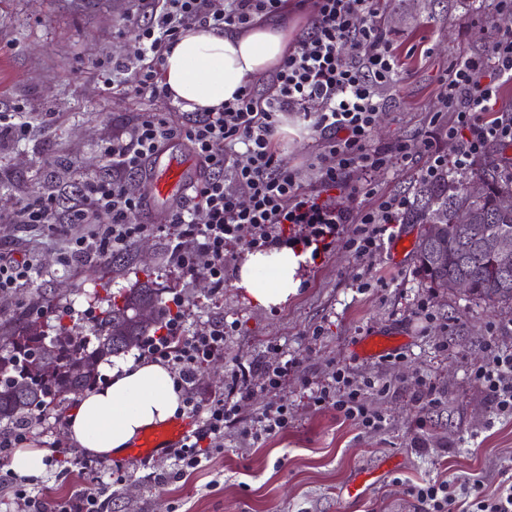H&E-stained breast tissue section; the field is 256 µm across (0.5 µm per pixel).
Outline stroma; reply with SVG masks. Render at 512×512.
<instances>
[{
	"instance_id": "stroma-1",
	"label": "stroma",
	"mask_w": 512,
	"mask_h": 512,
	"mask_svg": "<svg viewBox=\"0 0 512 512\" xmlns=\"http://www.w3.org/2000/svg\"><path fill=\"white\" fill-rule=\"evenodd\" d=\"M131 7V0H0V111L20 105L31 114L26 140L0 138V184L9 187L0 194V252L32 253L43 271L33 287L0 298V313L22 310L35 291H52L59 305L39 318L40 331L51 338L64 325L89 336L93 322L67 315V307L99 311L110 294L152 281L164 297L184 296L192 322L237 325L220 361L198 373L203 397L224 392L231 369L244 365L256 391L242 404L241 422L270 402L287 406L292 419L286 432L255 445L242 438L239 425L225 428L223 452L164 484L141 462L117 456L126 480L109 489L104 512H418L408 489L429 479L476 475L487 490H496L502 469L512 465V418L497 415L469 372L485 359L492 327L512 319V308L430 287L415 251L396 255L388 249L361 260L336 240L320 258L302 264L299 292L267 310L234 284L245 244L228 249L224 288L215 293L204 275L186 277L169 264L161 236L143 238L116 271L108 263L62 264L58 238L13 223L17 202L33 191L61 189L65 207L84 181L109 175L101 148L132 121L154 112L181 118V108L169 100L139 99L103 83L112 58L136 50L122 28ZM378 8L401 75L384 92L374 139L415 143L430 114L442 107L440 84L450 67L512 30V15L476 10L473 0H380ZM284 125L277 136L282 161L309 165L314 139L307 121L292 112ZM424 165L415 155L407 167L374 174V195L339 190L336 200L355 214L383 196H413ZM365 269L373 286L362 291L355 276ZM422 301L428 305L424 316L417 312ZM375 333L403 337L399 358L359 354L358 342ZM278 349L297 356L300 365L279 389L262 390L263 368ZM341 365L357 379L395 383L394 392L371 398L387 419L383 430L365 432L311 404L315 384ZM421 379L434 385L436 405L418 404ZM78 403L70 398L60 415L47 416L50 432L35 445L53 453L31 491L63 498L86 488L88 477L79 467L62 465L76 452L62 432ZM378 467L384 473L365 499L346 504L342 487L359 469Z\"/></svg>"
}]
</instances>
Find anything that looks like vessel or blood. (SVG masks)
<instances>
[{"instance_id":"b4317fda","label":"vessel or blood","mask_w":512,"mask_h":512,"mask_svg":"<svg viewBox=\"0 0 512 512\" xmlns=\"http://www.w3.org/2000/svg\"><path fill=\"white\" fill-rule=\"evenodd\" d=\"M147 178L152 187L148 196L149 210L155 213L187 197L199 178V171L189 155L169 147L152 157ZM192 428L191 421L181 419L149 429L128 449L127 455L138 459L159 456L167 449L179 447ZM377 480L372 471L358 472L343 487L342 499L349 504L358 503Z\"/></svg>"}]
</instances>
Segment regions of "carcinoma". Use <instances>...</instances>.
I'll use <instances>...</instances> for the list:
<instances>
[{"label":"carcinoma","mask_w":512,"mask_h":512,"mask_svg":"<svg viewBox=\"0 0 512 512\" xmlns=\"http://www.w3.org/2000/svg\"><path fill=\"white\" fill-rule=\"evenodd\" d=\"M473 179L486 183L479 197L467 192ZM506 194L512 195V171L493 157L479 162L469 177L445 171L420 185L407 221L439 225L438 258L421 240L416 249L419 271L430 284L453 291L456 282L465 280L469 294L478 299L512 302V272L503 275L481 246L488 236L512 235V207L501 204ZM460 209L468 211L471 223H456ZM42 303L48 305L51 299L40 292L29 307L0 318V422H17L33 410L47 415L58 411L68 396L94 382L99 362L148 336L151 324L137 316L141 307H151L156 324L164 311L162 292L151 281L125 289L107 300L98 315L96 346L89 350L73 342L65 329L49 343L44 334L30 329L34 309Z\"/></svg>","instance_id":"cac0c4a2"}]
</instances>
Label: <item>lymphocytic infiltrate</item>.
<instances>
[{"mask_svg": "<svg viewBox=\"0 0 512 512\" xmlns=\"http://www.w3.org/2000/svg\"><path fill=\"white\" fill-rule=\"evenodd\" d=\"M127 15L138 48L134 55L113 59V73L122 75L125 90L136 97L170 98L160 79L166 52L195 27L217 31L227 26L247 28L259 19L279 17L286 0H135ZM308 11V30L289 49L270 75L265 91L239 89L218 110L190 112L181 119L164 113L143 116L106 141L101 155L111 175L87 180L81 199L60 210L57 191L28 196L14 212L18 224H35L49 232L69 227L62 262L79 259L108 261L131 250L142 238L164 235L169 262L186 276L204 274L214 289L224 286L225 251L245 244L252 250L289 247L317 258L336 238H344L356 257L380 254L394 237L395 226L411 201L386 196L377 207L350 213L323 203L305 191L301 171L283 163L274 143L280 117L302 113L319 141L309 165L323 190L347 188L350 170L366 176L402 166L414 152L425 158L424 180L442 172L472 167L494 143L512 144V114L483 120V112L498 102L499 88L512 81V31H503L488 49L455 63L441 83V111L429 124L436 136L419 144L398 140L373 142L384 105L382 91L398 73L386 33L377 21V0H298ZM354 48L344 56L343 42ZM458 144L447 158L439 137ZM182 140L198 157L203 173L186 200L172 207L164 223L143 221L145 199L134 179L143 175L147 160L168 143ZM104 214L108 223H96ZM42 270L27 253L0 254V298L31 286ZM235 330L223 321L190 326L182 295L166 302V313L152 336L137 350V359L167 365L183 394L184 408L197 417V427L179 447L164 457L171 470L157 480L196 470L204 455L224 448V426L237 419L241 401L251 398L250 372L232 370L224 393L205 399L195 391L199 370L223 357ZM485 362L472 369L471 379L494 403L498 415L512 417V351L496 340L485 344ZM390 382L357 380L345 367L336 368L313 392L314 406L331 408L364 429H384L385 416L374 410L371 395L390 392ZM90 490L64 499L32 493L25 478L10 477L11 512H102L101 498L110 485L121 484L122 471L102 476L91 471ZM422 512H512V468L501 473L497 491L486 492L478 479L432 481L409 489Z\"/></svg>", "mask_w": 512, "mask_h": 512, "instance_id": "1", "label": "lymphocytic infiltrate"}]
</instances>
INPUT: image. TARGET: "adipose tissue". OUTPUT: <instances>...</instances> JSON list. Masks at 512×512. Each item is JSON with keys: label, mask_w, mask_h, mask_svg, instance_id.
<instances>
[{"label": "adipose tissue", "mask_w": 512, "mask_h": 512, "mask_svg": "<svg viewBox=\"0 0 512 512\" xmlns=\"http://www.w3.org/2000/svg\"><path fill=\"white\" fill-rule=\"evenodd\" d=\"M284 21L260 22L224 32L186 31L162 66L171 100L186 112L216 109L238 88L279 66L290 46ZM304 255L292 249L245 253L235 285L263 308L279 307L296 295ZM182 393L159 362L110 370L104 384L85 392L68 421L70 438L86 453L112 456L129 448L146 430L173 419Z\"/></svg>", "instance_id": "adipose-tissue-1"}]
</instances>
